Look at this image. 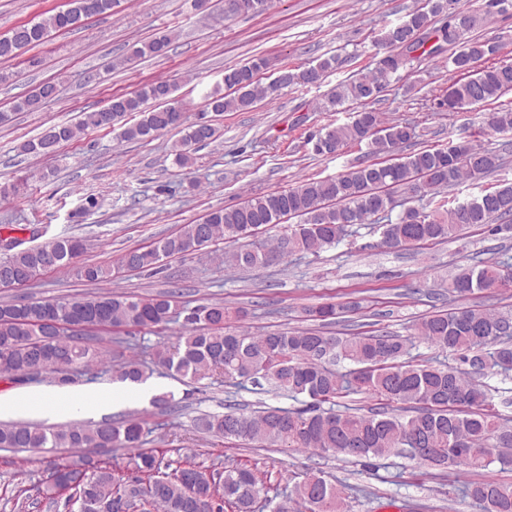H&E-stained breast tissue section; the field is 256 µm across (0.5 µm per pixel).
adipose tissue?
Instances as JSON below:
<instances>
[{
	"label": "adipose tissue",
	"instance_id": "adipose-tissue-1",
	"mask_svg": "<svg viewBox=\"0 0 512 512\" xmlns=\"http://www.w3.org/2000/svg\"><path fill=\"white\" fill-rule=\"evenodd\" d=\"M123 392L81 390L71 396L61 397L47 392H31L6 401L0 400V410H27L40 415L65 414L74 409L101 414L123 400Z\"/></svg>",
	"mask_w": 512,
	"mask_h": 512
}]
</instances>
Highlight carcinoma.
I'll return each mask as SVG.
<instances>
[{"label": "carcinoma", "instance_id": "1", "mask_svg": "<svg viewBox=\"0 0 512 512\" xmlns=\"http://www.w3.org/2000/svg\"><path fill=\"white\" fill-rule=\"evenodd\" d=\"M86 0H66V8L51 10L38 21L20 24L0 34V61L10 62L48 42L59 32L79 27ZM228 14H260L271 0H227ZM512 11V0H425L398 22L386 23L376 42L382 54L371 57L364 73L347 78L327 93L322 112H351L349 121L330 123L314 143L318 155H335L348 145L366 143L374 160L359 161L336 176L306 179L297 185L251 197L233 208H215L202 221L185 224L148 247L128 250L120 267L127 271L152 269L164 258L187 256L224 240L236 242L283 225L273 241L252 240L224 252V266L254 270L296 253H318L345 243L354 245L352 227L375 224L379 245L408 247L442 243L457 237L464 226L497 224L496 232L512 225V181L503 179L471 199L453 203L447 190L464 180L482 179L506 167L498 151L463 140L443 149L423 146L412 151L413 127L400 120L385 121L372 107L413 59L447 60L452 78L435 98L436 112L485 109L479 134L512 133V109L500 99L512 92V62L497 61L500 47L478 34L487 18ZM172 34L161 32L133 48L120 64L166 53ZM342 60L331 55L316 65L283 69L270 83L261 75L268 60L253 57L224 71V89L206 93L205 108L222 115L248 111L262 98L294 86L319 85ZM176 88L167 81H151L137 90L113 96L102 109L85 111L75 123L52 125L21 143L18 154L42 156L88 131L120 128L124 141L148 140L182 127L185 135L173 146L175 164L192 162V150L210 143L217 134L210 121L187 122ZM57 95L44 82L28 95L0 111V125L16 112H33ZM298 222L288 224L286 220ZM0 257V288L16 281L28 284L49 271L69 270L87 282H105L112 272L101 266L79 264L86 249L77 236L20 247L17 238ZM51 252L48 268L43 255ZM512 279V265L477 261L448 280V294L464 299ZM359 302L321 304L305 309L311 320L327 321L358 309ZM241 308L219 301L194 308L180 306L174 293L137 297L107 290L92 297L17 300L0 304V377L15 384L37 380L45 372L63 373L87 368L98 357L88 341L122 343L120 334L132 330H166L180 326L175 341L156 347V363L197 380L219 372L224 381L242 386L259 379L296 400L300 408L259 407L250 412L227 407L222 413L196 419L197 429L226 439L258 442L324 456L345 455L369 465L394 455L415 458L414 449L433 448L438 466L477 469L495 462L511 466L512 458L498 448H512V422L500 417L489 393L476 378L512 371V316L479 306L438 310L417 320L408 336L381 332L367 336H336L313 329L266 331L254 336L235 321L245 317ZM459 356L467 368L418 363L408 357L412 340ZM113 379L139 383L143 366L132 359L121 363ZM351 393L367 395L368 409H335L336 400ZM404 406L396 414L392 405ZM146 421L131 417L121 422H73L54 429L30 421L0 424V448H138ZM263 487L255 469L237 464L223 472H207L190 462L170 472L151 452H142L130 476H115L112 463L52 464L45 494L63 496L78 504L79 512H120L119 507L141 512H201L198 503L211 500L216 512H254ZM464 493L480 512H512V485L470 482ZM347 512L345 488L321 474L294 483L274 512Z\"/></svg>", "mask_w": 512, "mask_h": 512}]
</instances>
